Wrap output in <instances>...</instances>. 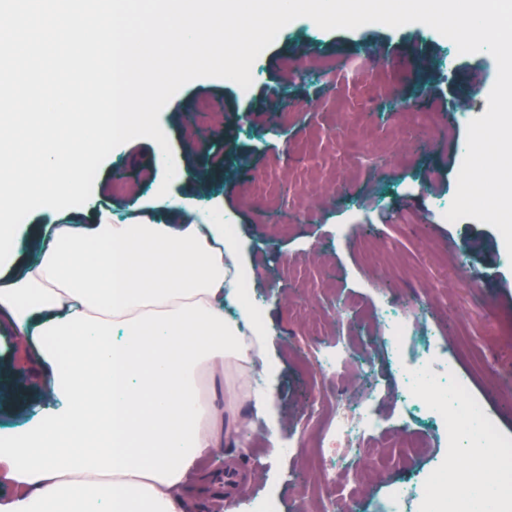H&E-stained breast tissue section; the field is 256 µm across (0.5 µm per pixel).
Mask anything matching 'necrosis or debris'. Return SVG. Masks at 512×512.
Instances as JSON below:
<instances>
[{"label":"necrosis or debris","mask_w":512,"mask_h":512,"mask_svg":"<svg viewBox=\"0 0 512 512\" xmlns=\"http://www.w3.org/2000/svg\"><path fill=\"white\" fill-rule=\"evenodd\" d=\"M413 303L394 305L381 300L376 312L378 339L384 356L403 376L405 386L399 397L406 415L440 429L447 437L449 455H456L465 437L493 449L495 456L512 454V437L500 434L484 405L471 396V386L464 380H452L448 367L433 369L438 354L435 336L420 330L412 318ZM452 380L450 401L424 399V392L438 389L443 380ZM364 394L356 404H342L327 426L322 443L326 447L351 449L375 435L382 421L370 407L376 392L372 370H364L361 379Z\"/></svg>","instance_id":"necrosis-or-debris-1"}]
</instances>
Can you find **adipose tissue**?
Wrapping results in <instances>:
<instances>
[{"label":"adipose tissue","instance_id":"ef3b65f1","mask_svg":"<svg viewBox=\"0 0 512 512\" xmlns=\"http://www.w3.org/2000/svg\"><path fill=\"white\" fill-rule=\"evenodd\" d=\"M47 224L31 257L0 280V332L24 361L0 360V408L37 398L0 427V512H186L187 474L234 443L224 405L200 399L194 376L249 375L264 327L238 291L243 274L224 224L188 220ZM467 473L442 512H477L475 493L512 496V466L465 448Z\"/></svg>","mask_w":512,"mask_h":512}]
</instances>
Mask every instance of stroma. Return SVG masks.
<instances>
[{
	"instance_id": "1",
	"label": "stroma",
	"mask_w": 512,
	"mask_h": 512,
	"mask_svg": "<svg viewBox=\"0 0 512 512\" xmlns=\"http://www.w3.org/2000/svg\"><path fill=\"white\" fill-rule=\"evenodd\" d=\"M497 73L490 53L455 54L450 39L422 23L328 31L299 18L255 60L248 91L198 78L161 113L181 172L170 195L223 206L272 330L278 428L241 407V447L205 465L239 474L223 512H323L327 504L379 512L393 486L462 467L437 429L398 420L401 379L371 330L382 289L433 308L458 375L472 379L500 433L512 435V256L496 228L444 217L467 122L485 113ZM270 87L277 102L266 97ZM400 98L409 109L395 111ZM156 149L146 138L114 149L79 219L97 223L108 209L123 222L131 192L146 215L162 213ZM343 338L373 362L383 425L365 442L355 480L341 469L321 473L315 448L337 399L357 389L318 366L324 347ZM411 433L423 437L422 453L404 449Z\"/></svg>"
}]
</instances>
